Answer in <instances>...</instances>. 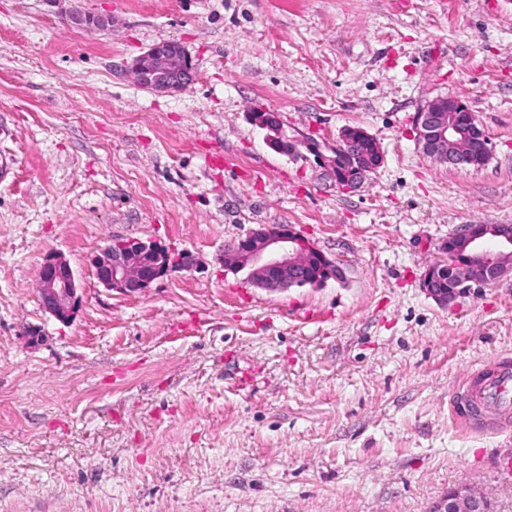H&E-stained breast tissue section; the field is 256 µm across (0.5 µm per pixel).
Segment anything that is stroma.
Returning a JSON list of instances; mask_svg holds the SVG:
<instances>
[{"instance_id": "stroma-1", "label": "stroma", "mask_w": 512, "mask_h": 512, "mask_svg": "<svg viewBox=\"0 0 512 512\" xmlns=\"http://www.w3.org/2000/svg\"><path fill=\"white\" fill-rule=\"evenodd\" d=\"M80 5L111 27L0 0V512H430L460 486L512 512V431L451 415L512 356V274L447 305L422 288L449 233L512 224V0ZM172 40L192 82L140 86L131 62ZM436 97L476 116L482 169L423 152L414 116ZM347 126L384 162L344 190L304 143ZM262 224L343 280L271 292L225 269ZM127 238L195 263L118 293L91 261ZM51 253L78 286L67 323L38 299Z\"/></svg>"}]
</instances>
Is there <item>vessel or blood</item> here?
I'll return each mask as SVG.
<instances>
[{
    "instance_id": "obj_1",
    "label": "vessel or blood",
    "mask_w": 512,
    "mask_h": 512,
    "mask_svg": "<svg viewBox=\"0 0 512 512\" xmlns=\"http://www.w3.org/2000/svg\"><path fill=\"white\" fill-rule=\"evenodd\" d=\"M495 410L501 419L512 418V359L502 357L493 368L479 370L466 381L452 405L455 416L477 425L483 412Z\"/></svg>"
}]
</instances>
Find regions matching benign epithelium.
I'll return each mask as SVG.
<instances>
[{"label": "benign epithelium", "instance_id": "7a95c632", "mask_svg": "<svg viewBox=\"0 0 512 512\" xmlns=\"http://www.w3.org/2000/svg\"><path fill=\"white\" fill-rule=\"evenodd\" d=\"M67 19L83 28H100L109 20L83 11L78 4H70ZM131 74L141 86L158 92L183 89L193 77L192 60L178 41L158 44L133 60ZM467 112L461 100H448V107L428 101L416 113L414 127L417 141L423 151L452 167H466L469 160L467 134L457 125L444 122L441 113ZM366 131L345 129L340 140L354 149L355 161L350 175L338 186L352 188L376 170L383 162L378 143L366 155L361 137ZM460 245L461 259L454 267L459 289L438 288L431 270L422 276V287L434 300L447 304L457 294L472 286L490 284L512 273V266L503 267L501 256L512 254V224H465L448 235V248ZM174 261L169 252L153 242L131 239L119 245L100 248L93 260L95 275L100 284L125 294H133L149 287L165 276ZM224 267L259 279L263 288L275 291L323 285L327 281L343 279V270L313 243L288 225L260 226L251 230L234 245L224 249ZM72 269L60 256H46L38 275V294L41 305L57 320L67 322L76 313L79 296ZM431 512H491L490 503L468 487L455 488L435 505Z\"/></svg>", "mask_w": 512, "mask_h": 512}]
</instances>
